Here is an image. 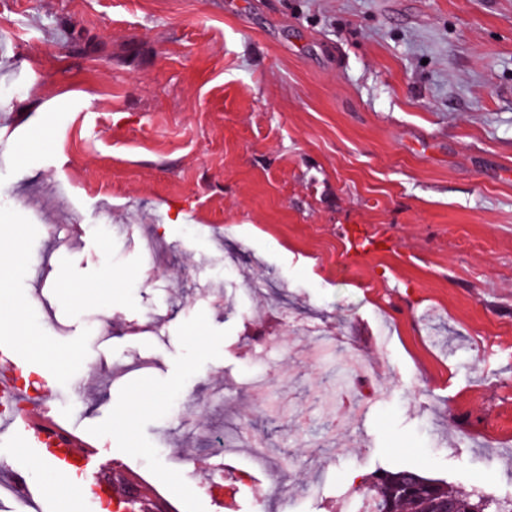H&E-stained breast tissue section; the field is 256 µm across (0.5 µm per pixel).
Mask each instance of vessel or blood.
Segmentation results:
<instances>
[{
  "instance_id": "obj_1",
  "label": "vessel or blood",
  "mask_w": 512,
  "mask_h": 512,
  "mask_svg": "<svg viewBox=\"0 0 512 512\" xmlns=\"http://www.w3.org/2000/svg\"><path fill=\"white\" fill-rule=\"evenodd\" d=\"M21 364L8 347L0 348V398L14 402L15 413L0 426V437L34 450L64 479H72L78 464L94 460L99 450L73 423L55 413L51 390L31 396L19 382Z\"/></svg>"
}]
</instances>
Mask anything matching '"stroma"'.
I'll list each match as a JSON object with an SVG mask.
<instances>
[{
    "mask_svg": "<svg viewBox=\"0 0 512 512\" xmlns=\"http://www.w3.org/2000/svg\"><path fill=\"white\" fill-rule=\"evenodd\" d=\"M0 224L42 354L0 344L97 444L86 481L177 512H357L397 468L512 497V0H0Z\"/></svg>",
    "mask_w": 512,
    "mask_h": 512,
    "instance_id": "35a3bbf8",
    "label": "stroma"
}]
</instances>
